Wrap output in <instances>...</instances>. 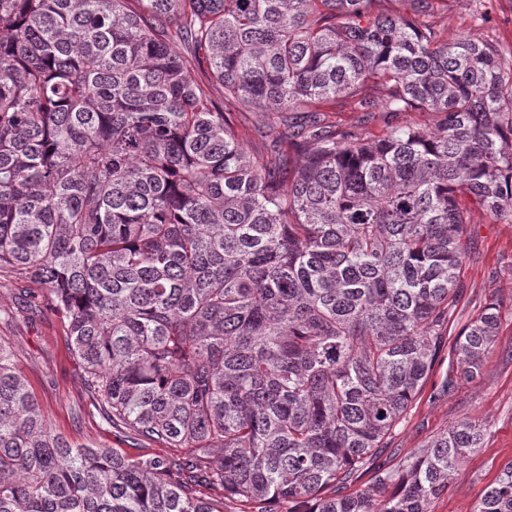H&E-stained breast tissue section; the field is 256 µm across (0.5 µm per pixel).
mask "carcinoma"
I'll list each match as a JSON object with an SVG mask.
<instances>
[{
    "label": "carcinoma",
    "instance_id": "1",
    "mask_svg": "<svg viewBox=\"0 0 512 512\" xmlns=\"http://www.w3.org/2000/svg\"><path fill=\"white\" fill-rule=\"evenodd\" d=\"M411 4L0 0V273L66 318L112 427L188 449L55 434L0 340V512H429L482 447L463 419L378 463L456 312L461 199L512 222V61ZM336 96L385 135L324 124L310 105ZM416 111L434 127L399 122ZM500 318L460 327L445 390L481 375ZM475 512H512V461Z\"/></svg>",
    "mask_w": 512,
    "mask_h": 512
}]
</instances>
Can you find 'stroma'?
<instances>
[{
    "label": "stroma",
    "mask_w": 512,
    "mask_h": 512,
    "mask_svg": "<svg viewBox=\"0 0 512 512\" xmlns=\"http://www.w3.org/2000/svg\"><path fill=\"white\" fill-rule=\"evenodd\" d=\"M472 214L468 257L460 271L458 320L475 317L488 298L500 299L495 344L481 376L458 382L448 393L442 390L448 357L440 355L406 420L379 455L380 463L392 467L461 419L487 424L482 448L465 458L430 512H473L502 466L512 461V223L491 221L477 208ZM0 338L12 345L18 369L56 432L81 443L156 452V445L137 443L103 419L85 385L83 366L68 344L62 315L23 310L19 290L6 275L0 277Z\"/></svg>",
    "instance_id": "35a3bbf8"
}]
</instances>
